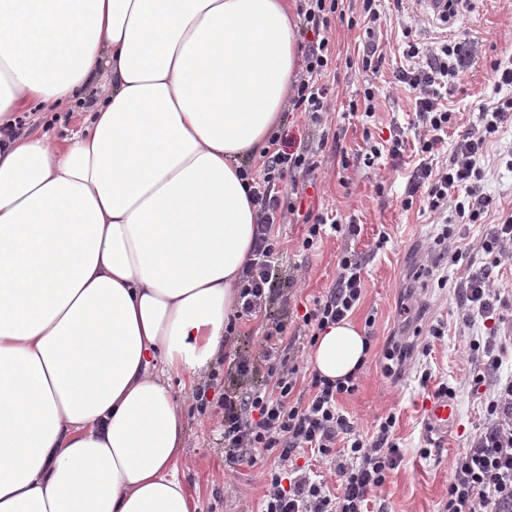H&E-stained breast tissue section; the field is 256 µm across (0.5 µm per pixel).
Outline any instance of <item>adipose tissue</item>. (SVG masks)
I'll use <instances>...</instances> for the list:
<instances>
[{
  "label": "adipose tissue",
  "mask_w": 512,
  "mask_h": 512,
  "mask_svg": "<svg viewBox=\"0 0 512 512\" xmlns=\"http://www.w3.org/2000/svg\"><path fill=\"white\" fill-rule=\"evenodd\" d=\"M295 28L292 0H0V128L111 83L84 133L0 136V512H198L172 383L224 351ZM367 357L346 319L310 362Z\"/></svg>",
  "instance_id": "obj_1"
}]
</instances>
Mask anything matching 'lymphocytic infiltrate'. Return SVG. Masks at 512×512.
Returning a JSON list of instances; mask_svg holds the SVG:
<instances>
[{
    "instance_id": "f902f5d3",
    "label": "lymphocytic infiltrate",
    "mask_w": 512,
    "mask_h": 512,
    "mask_svg": "<svg viewBox=\"0 0 512 512\" xmlns=\"http://www.w3.org/2000/svg\"><path fill=\"white\" fill-rule=\"evenodd\" d=\"M299 13L314 38L291 104L316 122L328 109L329 90L321 82L333 58L327 31L332 20H345L344 0H303ZM472 53L467 43L445 37L428 43L406 40L403 55L411 64L400 69L396 78L414 94L409 128L414 137L406 139L405 130L390 127L384 146H370L358 156L371 168L381 156L397 159L405 148H412L417 163L402 204L409 209L416 199H423L434 223L441 225L444 240L453 235L454 224H475L487 213L491 200L484 191L489 177L483 162L486 147L500 128L512 123V57L502 56L490 63L497 98L481 106L477 124L460 134L449 157H441L448 130L457 124V115L447 104L448 94ZM262 158L260 170L248 165L241 172L250 182L258 224L254 257L239 278L237 319L266 317L271 305L279 302L281 294L274 283L283 251L275 227L286 218L282 193L286 186L296 185V172L310 177L321 165L318 150H283L276 134L271 135ZM480 247L489 256L488 266L469 274L459 288L467 308L466 323H488L494 336L506 311H512V292L503 293L491 278L493 267L512 256V213L500 217ZM362 269V258L344 251L332 286L302 315L303 325L320 331L349 318L363 296ZM285 330L284 321L271 323L261 342L236 352L228 361L224 391L218 400L196 394L195 408L203 414L210 404L221 407L224 454L231 464L252 466L274 456L275 467L265 473L266 490L259 512H365L372 493L400 461L393 438L396 419L391 415L379 418L371 436L357 432L339 407L340 397L357 389L353 375L330 380L312 374L308 395L298 394L304 361L282 353L274 343ZM508 351L501 342L486 345L482 367L471 376L473 387L484 391L486 418L480 432L451 464L442 512H512V373L501 372ZM258 375L264 378L259 386L253 382ZM306 450L314 452L337 476L339 492H331L326 482L312 480L307 470L297 465L296 454Z\"/></svg>"
}]
</instances>
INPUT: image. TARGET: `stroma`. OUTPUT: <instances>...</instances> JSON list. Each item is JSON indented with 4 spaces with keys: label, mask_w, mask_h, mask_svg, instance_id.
I'll return each instance as SVG.
<instances>
[{
    "label": "stroma",
    "mask_w": 512,
    "mask_h": 512,
    "mask_svg": "<svg viewBox=\"0 0 512 512\" xmlns=\"http://www.w3.org/2000/svg\"><path fill=\"white\" fill-rule=\"evenodd\" d=\"M408 26L414 38L424 42L441 32L427 19L413 23L408 12L383 10L378 37L386 52V64L373 76L358 67L365 43L363 30L337 21L331 24L334 81L326 127L339 136L349 156L365 151L364 129L384 130L393 121L407 124L413 111L412 93L396 79L398 70L407 64L402 56V31ZM449 32L475 43L477 49L449 99L460 120L458 130L448 133L444 145L448 152L455 146L459 129L475 124L479 105L493 93L491 59L512 55V0H473L469 10L455 18ZM369 81L377 91L375 117L349 114V101ZM323 128L288 110L282 114L278 133L293 150L317 145ZM511 150L512 124H507L486 150L485 162L491 170L485 186L492 199L489 211L483 223L456 225L453 236L439 250L440 266L434 275H412L419 247L432 242L438 228L419 207L407 210L402 205L413 167L408 156L398 162L381 158L374 169L353 163L344 170L337 158L326 159L312 187L296 200V213L278 227L291 261L305 271L302 282L292 290L289 309L311 305L326 293L344 251L355 252L364 260L363 297L352 320L361 326L367 317H374L373 339L368 359L358 373L356 392L342 397L339 406L364 435L372 433L378 417L395 415L394 439L401 452L398 466L374 492L371 512H440L448 496L451 462L484 423L481 399L469 385L474 368L470 343L485 340L487 331L479 323L465 326L464 305L455 286L484 267L488 258L479 245L498 216L512 211V171L505 161ZM321 210L345 221L355 220L359 235L349 239L329 235L313 249H302L303 215ZM457 251L465 258L451 263ZM441 274L448 278L447 287L437 285ZM437 324L443 327V335L430 336V327ZM398 332L404 344L421 347L424 353L405 373L388 376L383 371V350ZM444 383L455 392L458 413L448 426L438 427L430 423L428 407ZM183 409L187 421L184 478L199 499L200 512H256L264 492L261 468L229 466L221 446L220 414L199 418L189 396Z\"/></svg>",
    "instance_id": "35a3bbf8"
}]
</instances>
